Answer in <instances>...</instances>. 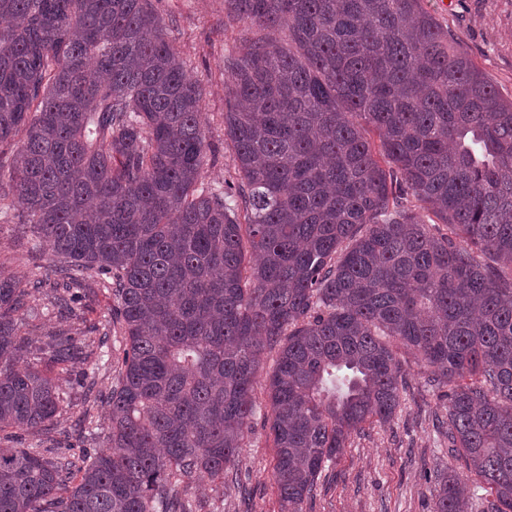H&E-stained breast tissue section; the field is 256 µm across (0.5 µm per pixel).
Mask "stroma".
<instances>
[{
    "label": "stroma",
    "instance_id": "1",
    "mask_svg": "<svg viewBox=\"0 0 512 512\" xmlns=\"http://www.w3.org/2000/svg\"><path fill=\"white\" fill-rule=\"evenodd\" d=\"M167 25L168 37L180 53L192 81L203 90L201 119L211 149L202 180L215 188L235 181L232 150L224 141V88L231 76L224 50L247 35L243 21L228 16L224 0H152ZM423 6L468 53L473 63L512 101V0H423ZM0 264L23 279L47 278L53 260L47 250H34L28 230L0 226ZM406 386L393 420L365 427L350 438L343 454L322 471L303 512H433L437 477L443 469L465 473L463 461L451 459L436 427L443 413L439 390L429 382L430 370L406 354ZM58 386L72 397L68 412L56 423L64 432L83 415L95 420L98 438L108 433L105 402H85L80 378L63 374ZM274 448L269 429L255 420L236 462L241 486L195 480L190 493L199 512H280L273 478Z\"/></svg>",
    "mask_w": 512,
    "mask_h": 512
}]
</instances>
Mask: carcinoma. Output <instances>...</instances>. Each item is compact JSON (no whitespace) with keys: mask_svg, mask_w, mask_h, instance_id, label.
I'll return each instance as SVG.
<instances>
[{"mask_svg":"<svg viewBox=\"0 0 512 512\" xmlns=\"http://www.w3.org/2000/svg\"><path fill=\"white\" fill-rule=\"evenodd\" d=\"M225 2L252 36L224 56L237 177L215 189L151 0H0V215L55 257L53 304L102 288L99 344L121 337L106 447L77 454L49 437L69 400L47 370L94 341L23 335L45 281L0 269V512H196V477H235L267 351L273 477L301 512L400 407L394 341L448 388L486 512H512V101L422 0ZM468 501L438 476L434 512Z\"/></svg>","mask_w":512,"mask_h":512,"instance_id":"obj_1","label":"carcinoma"}]
</instances>
